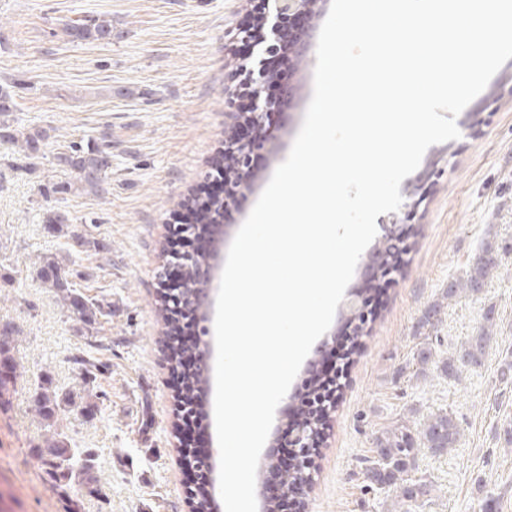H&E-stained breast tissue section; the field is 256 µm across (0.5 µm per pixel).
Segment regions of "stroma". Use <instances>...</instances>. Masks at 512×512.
<instances>
[{
    "label": "stroma",
    "instance_id": "35a3bbf8",
    "mask_svg": "<svg viewBox=\"0 0 512 512\" xmlns=\"http://www.w3.org/2000/svg\"><path fill=\"white\" fill-rule=\"evenodd\" d=\"M251 0H0V84H10L18 129L46 128L37 162L0 140V327L17 363L0 399V512H189L167 385L169 363L158 315L156 272L171 213L215 162L231 121L227 100L241 62L235 35ZM110 18L111 42H72V22ZM315 55L296 65L278 128L252 191L210 248L229 247L275 169L287 158L313 93ZM459 139L431 146L400 186L397 212L377 224L409 225L404 264L385 290L311 469L306 512H396L395 492L375 488L365 461L395 427L419 428L443 411L460 438L442 456L415 452L409 476L430 493L410 512H482L494 497L512 512V59L457 117ZM109 138L108 191L54 195L64 181L53 154L70 142ZM68 223L46 224L47 211ZM90 236L95 246L82 245ZM503 248L498 273L478 294H462L424 322L449 280L463 275L486 237ZM61 263L93 303L85 323L37 270ZM497 329L481 368L456 375L420 368L416 355L439 339L438 357L475 339L487 308ZM88 354L83 383L69 362ZM51 381L71 447L94 467L68 495L45 464L47 427L34 407Z\"/></svg>",
    "mask_w": 512,
    "mask_h": 512
}]
</instances>
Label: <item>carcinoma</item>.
<instances>
[{
  "mask_svg": "<svg viewBox=\"0 0 512 512\" xmlns=\"http://www.w3.org/2000/svg\"><path fill=\"white\" fill-rule=\"evenodd\" d=\"M65 35L73 42L109 41L112 39V20L100 18L90 24L73 22L64 27ZM12 112V95L8 88L0 86V139H6L15 144H21L24 153L29 157H37L40 154L42 143L47 140L48 133L42 127H30L21 135H16L8 123V117ZM105 151L95 147H83L70 144L66 149L56 153V165L73 174V181L60 185L63 191H70L78 186L94 193H103L105 179L100 176V166L104 159ZM197 221L200 224H221L224 222V199L215 198L202 202L199 205ZM373 249L386 258L387 268L394 273L403 262V253L392 250L391 242L383 237L378 240ZM500 249L495 239H485L480 250L472 258L465 275L448 283L445 291L446 298H452L459 293H475L480 291L490 279L496 264L493 254ZM207 262L204 254H192L188 257L182 255L176 259V263L182 268L181 288L175 298L186 303L190 298L204 292L206 283L197 275L200 265ZM40 276L49 287L63 294V299L68 309L80 319L91 322L93 319L92 306L79 294L72 290L73 284L65 277V270L55 260H47L40 267ZM367 319L363 318V310L357 309V315L349 318V330L345 331L342 339L350 341L352 348L362 342L366 336ZM494 326V311H488L486 325L482 328L481 336L474 341L460 346L456 354L441 360L440 371L445 375H452L455 371V363L479 366L486 354ZM311 400L304 401L294 397L296 421L295 429H307L313 436H320L327 422L331 418L335 407L320 399V396L312 393ZM38 413L47 422L50 435L46 438L47 447L51 448L49 467L53 471L55 487L62 494H68L71 484L78 478L88 476L92 466V458L86 451L68 447L63 432L59 431L58 411L60 402L55 393L45 388L35 399ZM459 438L458 425L448 413H433L428 416L417 435L397 429L381 443L379 457L370 462V474L372 481L384 487L400 485L403 502L412 503L418 497L426 493V484L406 483L405 476L412 466L414 451L418 446H423L435 455H442L455 447Z\"/></svg>",
  "mask_w": 512,
  "mask_h": 512,
  "instance_id": "cac0c4a2",
  "label": "carcinoma"
}]
</instances>
